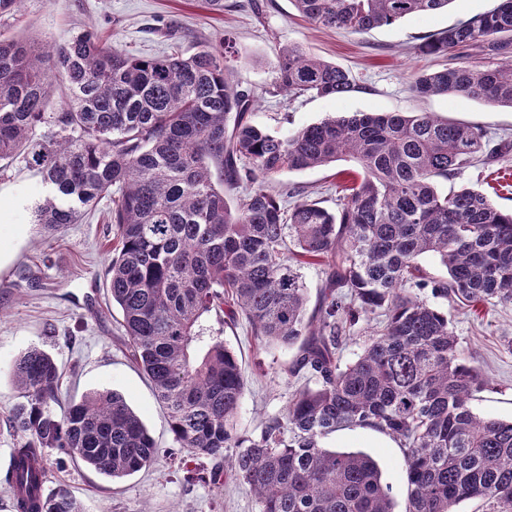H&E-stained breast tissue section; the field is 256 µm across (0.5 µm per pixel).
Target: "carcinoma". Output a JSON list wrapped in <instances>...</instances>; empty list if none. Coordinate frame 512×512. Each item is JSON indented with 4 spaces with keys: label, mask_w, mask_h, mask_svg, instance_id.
I'll return each mask as SVG.
<instances>
[{
    "label": "carcinoma",
    "mask_w": 512,
    "mask_h": 512,
    "mask_svg": "<svg viewBox=\"0 0 512 512\" xmlns=\"http://www.w3.org/2000/svg\"><path fill=\"white\" fill-rule=\"evenodd\" d=\"M452 0H291L310 24L364 33L448 7ZM419 51L498 60L424 72L418 98L461 95L512 108V0L428 38ZM231 46L137 58L92 31L37 48L0 37V160L22 148L52 189L36 223H78L112 193L114 254L106 277L133 360L168 413L174 444L248 486L259 512H394L391 487L363 452L324 448L343 427L390 434L405 448V512L512 508V420L481 418L470 401L488 385L461 354L448 313L421 297L512 304V213L473 188L437 182L512 151L476 126L429 112H356L284 133L251 122L259 96L243 88ZM268 94L342 97L351 71L300 45L278 47ZM71 91L46 111L53 78ZM351 161L358 179L333 213L302 198L286 208L267 182L279 173ZM250 188L235 196L241 183ZM439 259L447 277L420 264ZM326 269L317 314L296 266ZM243 316L266 343L297 346L288 367L307 376L256 436L237 432L245 392L224 341L201 345V318ZM375 327L342 362L350 329ZM9 371L20 401L5 426L17 437L5 481L15 512H85L63 485L46 489V453L60 451L114 479L160 448L115 391L59 415L61 371L33 346Z\"/></svg>",
    "instance_id": "cac0c4a2"
}]
</instances>
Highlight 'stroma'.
<instances>
[{
	"label": "stroma",
	"mask_w": 512,
	"mask_h": 512,
	"mask_svg": "<svg viewBox=\"0 0 512 512\" xmlns=\"http://www.w3.org/2000/svg\"><path fill=\"white\" fill-rule=\"evenodd\" d=\"M234 7L210 9L205 0H22L13 19H0V32L34 45H54L86 28L127 53L143 58L193 51L198 42L230 40L234 66L244 86L260 94L252 121L285 132L331 116L355 112H433L484 129L491 143L512 141V108L459 95L414 97V75L438 69L444 60L417 53L430 34L458 20L493 9L496 0H452L447 9L403 19L355 34L322 29L299 17L291 0H234ZM297 44L349 69L358 87L341 98L285 95L267 90L274 77L275 49ZM354 163L282 172L272 185L302 191L335 208L336 187L349 183ZM440 188L473 187L500 209L512 211V153L489 164L475 163ZM52 190L24 156L0 162V512H14L1 483L16 440L4 420L17 401L11 362L27 348L49 352L63 372L59 400L113 390L141 417L160 447L155 462L121 480L99 474L70 456L48 455V485L63 484L86 512H258L248 487L222 477L189 485L187 472L209 471L213 461L189 453L171 455L167 415L148 378L124 344L120 314L107 295L105 269L112 258V199L85 207L78 223L57 230L34 221V208ZM464 356L490 379L472 403L480 416L512 419V305L466 307L442 303ZM208 335L218 336L237 355L245 378L237 427L259 433L262 421L279 414L297 388L287 369L295 348L259 341L246 321L227 325L207 315ZM336 451H361L379 465L392 488L396 512L407 505L404 450L399 440L368 428H345L323 439Z\"/></svg>",
	"instance_id": "1"
}]
</instances>
